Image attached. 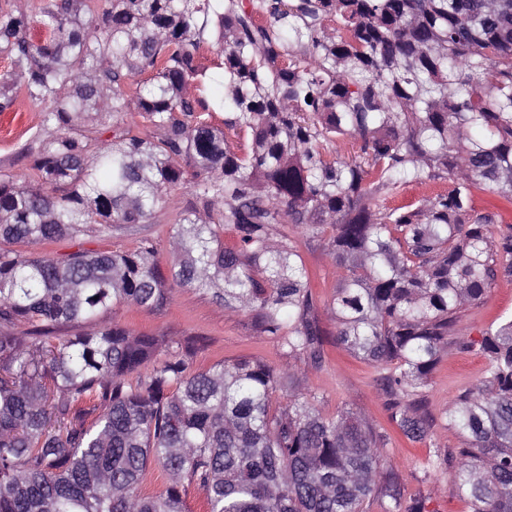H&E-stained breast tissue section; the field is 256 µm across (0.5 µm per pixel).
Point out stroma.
Listing matches in <instances>:
<instances>
[{"instance_id":"1","label":"stroma","mask_w":512,"mask_h":512,"mask_svg":"<svg viewBox=\"0 0 512 512\" xmlns=\"http://www.w3.org/2000/svg\"><path fill=\"white\" fill-rule=\"evenodd\" d=\"M43 114L25 96H17L10 111L0 113V173L23 174L29 167L28 146L33 145L41 130ZM191 182H184L172 191L166 205L147 224L124 231L101 235L94 231L74 239L66 238L44 245L47 253L64 254L80 248L131 250L140 239H152L160 259L170 251L171 229L179 213L200 209ZM307 267L314 276L313 294L319 308L321 326L326 332L324 362L313 367L300 358H286L260 333L252 313H232L215 302L210 294L190 288L173 290L163 306L136 309L118 305L105 313V324L119 323L136 333L163 335L173 340L196 338L198 346L190 364L201 369L222 361L253 357L289 369V387L315 394L322 414L336 415L350 410L363 415L378 429L391 433L386 447V465L400 477L406 494H424L430 499L432 512H470L467 499L451 495L447 478H425L422 466L430 445L444 449L461 447L462 435L442 418V409L482 377L486 361L475 352H465L456 345L443 350L432 371L426 388V401L433 417L431 444L409 443L393 436L388 420L387 399L376 385L378 372L373 364L356 358L336 342V322L328 305L334 297L343 275L333 261L328 248V235L317 237L298 232L294 235ZM512 316V280L497 279L487 300L468 309L461 325L465 336L479 338L483 329Z\"/></svg>"}]
</instances>
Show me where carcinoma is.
<instances>
[{
	"instance_id": "carcinoma-1",
	"label": "carcinoma",
	"mask_w": 512,
	"mask_h": 512,
	"mask_svg": "<svg viewBox=\"0 0 512 512\" xmlns=\"http://www.w3.org/2000/svg\"><path fill=\"white\" fill-rule=\"evenodd\" d=\"M18 2L0 7V112L23 91L44 138L29 173L0 174V512H188L192 485L205 512H365L372 498L431 512L382 473L386 440L365 418L324 416L308 393L274 403L277 366L194 370L193 341L172 352L98 320L193 288L318 365L324 334L291 231L330 225L346 271L338 341L378 369L391 424L427 442L424 390L458 313L512 278V0H97L88 18V0ZM124 112L151 131L91 149L90 114ZM339 137L357 145L348 159L323 152ZM188 162L207 214L179 219L167 261L147 238L32 250L150 222ZM414 184L430 194L405 199ZM460 347L483 355L484 376L442 411L464 446L431 449L424 476L455 460L448 488L471 512H512V318ZM153 465L169 483L146 495Z\"/></svg>"
}]
</instances>
